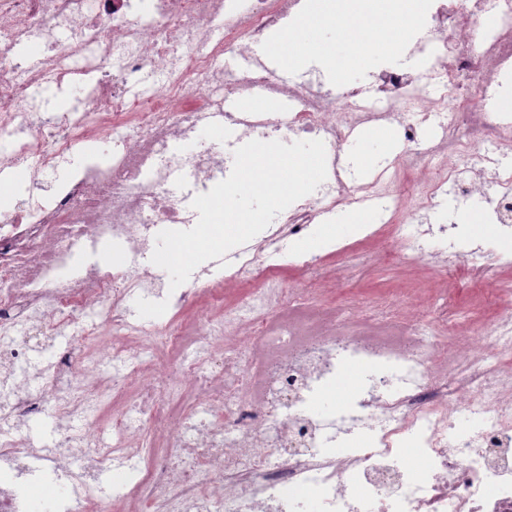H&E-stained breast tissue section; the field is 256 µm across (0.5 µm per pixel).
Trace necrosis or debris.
Returning <instances> with one entry per match:
<instances>
[{"mask_svg":"<svg viewBox=\"0 0 512 512\" xmlns=\"http://www.w3.org/2000/svg\"><path fill=\"white\" fill-rule=\"evenodd\" d=\"M302 0H0V135L14 137L5 164L28 168L33 190L0 215V512H512V312L474 328L419 321L384 295L366 309L337 306L339 275L312 258L288 266L306 275L288 286L276 264L284 240L302 237L339 205L390 212L409 197L430 207L441 188L490 195L495 220L512 213V118L486 108L490 92L512 85V0H497L502 26L482 28L485 0H433L432 44L423 73L383 68L341 86L339 108L310 87L279 82L255 61L235 80L243 96L262 83L295 111L227 114L245 138L322 140L327 178L314 198L284 210L244 245L203 267L170 298L172 316L151 327L129 304L164 291V274L145 259L166 224L196 214L169 191L170 175L212 180L233 162L196 137L224 108L225 51L249 53L287 25ZM222 21L221 40L211 37ZM67 32L58 41V32ZM41 38L43 69L12 67L18 44ZM155 93L133 87L152 74ZM72 86L87 94L80 112L36 120L35 92ZM443 131L428 146L420 116ZM399 126L393 165L428 176L399 184L382 165L353 186L341 150L372 118ZM127 130L121 149L52 193L48 175L67 169L73 147ZM471 180H464V173ZM111 235L133 264L92 267L64 278L75 240ZM385 260L444 253L431 228L402 224ZM448 266L491 280L474 266L484 247L461 232ZM101 309V322H82ZM77 330L81 358L50 342ZM115 374L102 380L99 367ZM360 370L343 407L333 391ZM57 418L52 442L24 435L42 415ZM87 421L83 430L72 418ZM123 468L109 491L95 475ZM53 481L37 498L30 485Z\"/></svg>","mask_w":512,"mask_h":512,"instance_id":"4bbe7bcc","label":"necrosis or debris"}]
</instances>
